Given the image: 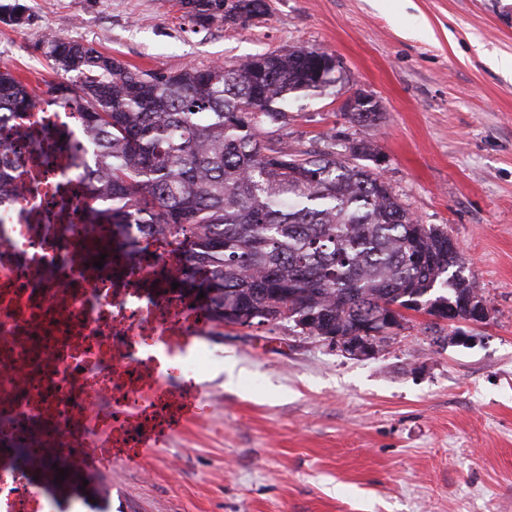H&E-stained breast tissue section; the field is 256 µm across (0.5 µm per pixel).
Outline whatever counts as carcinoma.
<instances>
[{"instance_id":"obj_1","label":"carcinoma","mask_w":512,"mask_h":512,"mask_svg":"<svg viewBox=\"0 0 512 512\" xmlns=\"http://www.w3.org/2000/svg\"><path fill=\"white\" fill-rule=\"evenodd\" d=\"M24 12L0 4L1 21L21 25ZM46 43L54 68L75 74L73 86L52 92L81 110L99 146L89 208L116 226L115 245L129 253L127 224L171 238L206 273L214 322L281 316L304 335L353 334L388 305L425 298L446 307L480 291L463 275L457 244L413 220L362 164L373 158L370 142L312 154L270 135L286 117L280 103L330 83L319 79L327 52L288 49L162 75L83 43ZM36 103L0 68V113ZM345 117L374 126L380 105L371 99Z\"/></svg>"}]
</instances>
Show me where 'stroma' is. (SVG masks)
Masks as SVG:
<instances>
[{
  "instance_id": "obj_1",
  "label": "stroma",
  "mask_w": 512,
  "mask_h": 512,
  "mask_svg": "<svg viewBox=\"0 0 512 512\" xmlns=\"http://www.w3.org/2000/svg\"><path fill=\"white\" fill-rule=\"evenodd\" d=\"M0 22V68L38 98L67 82L42 35L90 45L165 75L292 47L340 66L321 92L290 99L291 148L369 161L402 205L444 227L490 322L471 341L422 312L378 356L354 357L287 323L213 325L224 358L201 385L221 399L186 416L137 459L110 453L90 484L112 512H512V0H267L262 19L206 20L185 0H20ZM373 96L362 128L340 105ZM365 96H367V94L353 95L342 103L344 116L351 124L362 128L377 125V122L381 119L382 113L380 112V105L373 99L367 101L363 111L353 112L360 106Z\"/></svg>"
}]
</instances>
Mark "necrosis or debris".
Returning a JSON list of instances; mask_svg holds the SVG:
<instances>
[{"instance_id":"4bbe7bcc","label":"necrosis or debris","mask_w":512,"mask_h":512,"mask_svg":"<svg viewBox=\"0 0 512 512\" xmlns=\"http://www.w3.org/2000/svg\"><path fill=\"white\" fill-rule=\"evenodd\" d=\"M96 148L77 108L50 98L0 119V512H112L111 498L57 493L90 454L142 448L221 365L206 299L160 290L187 266L170 240L130 228L136 257L95 267L86 201Z\"/></svg>"}]
</instances>
